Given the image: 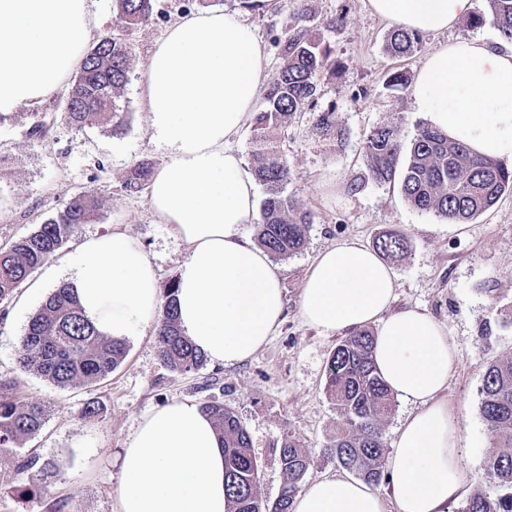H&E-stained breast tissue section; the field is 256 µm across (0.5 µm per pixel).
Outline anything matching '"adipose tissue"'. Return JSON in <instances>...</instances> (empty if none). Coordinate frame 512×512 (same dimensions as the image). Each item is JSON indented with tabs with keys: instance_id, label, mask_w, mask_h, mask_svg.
<instances>
[{
	"instance_id": "ef3b65f1",
	"label": "adipose tissue",
	"mask_w": 512,
	"mask_h": 512,
	"mask_svg": "<svg viewBox=\"0 0 512 512\" xmlns=\"http://www.w3.org/2000/svg\"><path fill=\"white\" fill-rule=\"evenodd\" d=\"M393 25L424 34L452 28L474 0H368ZM98 26L89 0H0V116L62 89ZM266 53L239 13H191L157 44L144 91L151 141L165 152L148 204L185 257L177 316L214 363L250 358L279 328L281 269L248 233L258 223L256 187L231 143L254 117L268 83ZM414 100L433 126L473 153L512 164V47L480 38L430 53ZM68 264L86 316L110 338L134 336L161 310L151 256L122 225L84 239ZM390 269L358 240L324 249L302 284L301 320L326 333L372 326L373 358L412 411L387 458L385 490L346 476L310 482L291 512H447L469 475L460 462L461 419L446 395L457 363L447 328L417 310L391 311ZM224 448L191 400L145 415L121 458L119 512H227Z\"/></svg>"
}]
</instances>
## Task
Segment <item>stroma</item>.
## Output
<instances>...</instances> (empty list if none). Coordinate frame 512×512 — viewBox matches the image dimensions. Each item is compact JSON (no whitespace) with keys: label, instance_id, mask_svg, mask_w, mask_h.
<instances>
[{"label":"stroma","instance_id":"stroma-1","mask_svg":"<svg viewBox=\"0 0 512 512\" xmlns=\"http://www.w3.org/2000/svg\"><path fill=\"white\" fill-rule=\"evenodd\" d=\"M277 3L278 10L244 15L272 73L281 65L273 41L293 0ZM311 5L318 24L341 12L347 15L341 29L320 32L344 69L324 81L319 103L334 105L344 137L339 142L313 137L305 115L288 131L285 192L310 211L312 224L304 247L279 262L287 300L284 321L244 362H208L191 373L171 371L158 356L150 323L127 339L124 361L93 387H60L24 371L18 362L19 338L29 319L69 281L72 271L66 260L85 238L125 225L150 252L160 283L177 277L183 259L180 242L167 225L156 222L147 194L126 192L123 180L134 163L157 168L165 161L148 133L146 72L169 27L195 11L194 0H156L151 21L134 29L123 134L112 135L102 126L75 129L63 120L54 95L20 106L0 123V246L30 235L78 194L93 192L99 199L94 220L80 225L72 241L0 302V378L16 381L20 399L48 409L38 434L0 451V512H118L125 439L149 411L183 398L199 403L214 398L238 415L262 464L257 493L265 503L281 493L274 450L284 436H294L308 451L306 480L336 474L325 448L336 433L338 415L324 384L326 364L340 336L305 325L297 302L319 251L351 238L369 246L389 230L402 231L410 240L405 257L390 264L398 285L393 307L430 312L455 337L458 364L447 395L464 421L461 460L470 472L469 493L489 490L484 461L491 437L481 417L479 389L487 362L512 352V327L502 326L498 316L512 302V193L471 223L455 227L411 208L398 184L370 181L355 194L346 186L365 170L363 145L374 126L397 125L407 146L427 121L415 104L413 86L386 87L390 71L403 69L414 78L427 55L442 44L479 37L496 45L500 35L492 25L470 27L461 21L448 31L423 35L411 56L395 58L385 50L391 26L369 10L367 0H312ZM40 120L47 123L46 137H30ZM90 401L99 411L87 416L82 409ZM32 456L37 465H29Z\"/></svg>","mask_w":512,"mask_h":512}]
</instances>
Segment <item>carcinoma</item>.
<instances>
[{"mask_svg": "<svg viewBox=\"0 0 512 512\" xmlns=\"http://www.w3.org/2000/svg\"><path fill=\"white\" fill-rule=\"evenodd\" d=\"M488 11L470 17L469 25L490 24L512 42V0H487ZM123 21L121 37L102 36L86 53L63 105L65 120L77 129L108 125L112 133L125 131L124 88L128 82L131 47L127 38L147 23L153 0H115ZM309 0H294V8L275 39L282 65L271 78L264 106L255 113L252 128L256 143L254 175L266 186L261 221L256 225L259 243L274 257L300 251L312 224L309 211L284 194L290 168L284 148L288 129L304 112H310L313 134L324 140L341 137L336 111L317 108L319 88L336 76L340 64L332 48L315 33ZM421 41L416 31L395 27L385 49L394 57L412 54ZM366 172L348 183L357 193L367 180L399 181L404 200L414 209L432 213L450 224H467L512 193V167L473 155L460 143L426 123L409 148H404L399 128L379 124L364 142ZM151 167L133 165L123 188L139 193L151 181ZM99 207L91 193L79 194L30 235L0 248V301L35 270L42 267L88 224ZM378 253L390 259L403 257L407 237L393 231L375 241ZM176 281L164 288V301L155 326L158 355L171 371L190 372L203 366L205 355L182 332L175 308ZM374 334L356 329L342 337L326 365L325 394L336 406L339 428L327 448L343 470L370 486L385 481L384 423L393 409L394 396L378 374L372 356ZM19 363L58 386H94L124 360L122 339L104 337L83 313L74 288L63 284L34 314L19 339ZM15 383L0 379V450L11 448L37 434L45 424L43 405L19 399ZM480 411L493 443L485 460L491 490L467 497L456 512H512V353H502L487 364L480 389ZM213 419L224 444L228 512H291L298 485L311 465L308 452L292 435L275 449L283 476L279 498L272 504L257 494L261 463L252 451L250 435L238 417L215 399L201 403Z\"/></svg>", "mask_w": 512, "mask_h": 512, "instance_id": "cac0c4a2", "label": "carcinoma"}]
</instances>
